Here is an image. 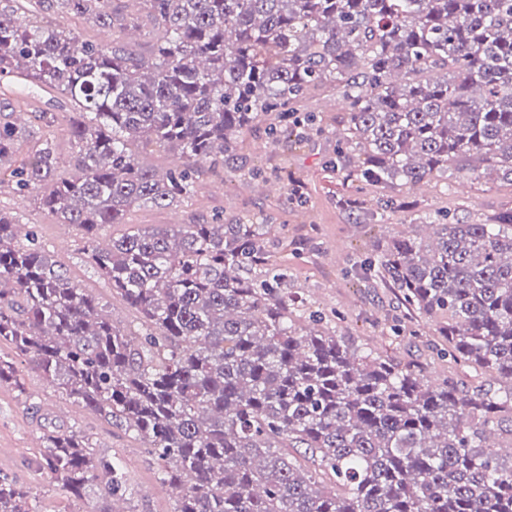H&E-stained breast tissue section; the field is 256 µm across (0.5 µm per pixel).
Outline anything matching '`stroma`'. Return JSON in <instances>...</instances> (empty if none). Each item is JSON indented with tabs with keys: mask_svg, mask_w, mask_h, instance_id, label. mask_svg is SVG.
<instances>
[{
	"mask_svg": "<svg viewBox=\"0 0 512 512\" xmlns=\"http://www.w3.org/2000/svg\"><path fill=\"white\" fill-rule=\"evenodd\" d=\"M64 23L84 40L99 43L115 37L78 18H65ZM115 38L146 54L152 44L151 27L144 21L138 30ZM19 112L25 119L14 162L27 160L39 139L49 135L62 160V172H70L75 157L67 134L74 117L70 103L50 91L26 96L16 80H0V123L14 121ZM241 137L244 147L236 155L202 165L197 191L183 205L136 208L130 221L198 224L220 213L225 223L233 224L257 217L272 227L276 243L271 251L288 268L289 294L295 301L313 304L353 348L387 353L395 362L420 366L427 377L448 376L471 391L496 387L492 376L476 375L472 368L439 357L446 342L434 325L409 315L395 289L357 279L355 271L377 241L403 233L426 212L445 210L478 222L511 210L512 185L496 180L474 185L464 174L452 172L448 175L452 193L443 194L432 179L418 188L402 189L387 223L365 224L341 202L343 190L334 169L335 127L276 145L259 121L243 130ZM0 211L37 231L53 258L99 299L114 323L138 329L135 310L114 297L111 285L98 276L80 230L70 229L67 241H60L54 218L33 199L20 197L6 179L0 181ZM15 369L17 383L0 384V472L28 489L38 512H88L93 505L89 499L69 498L55 476L40 466L32 440L39 437L47 418L78 427L100 453L120 462L129 487L118 503L121 512H173L174 497L157 480L158 461L140 441L72 405L28 359H18Z\"/></svg>",
	"mask_w": 512,
	"mask_h": 512,
	"instance_id": "35a3bbf8",
	"label": "stroma"
}]
</instances>
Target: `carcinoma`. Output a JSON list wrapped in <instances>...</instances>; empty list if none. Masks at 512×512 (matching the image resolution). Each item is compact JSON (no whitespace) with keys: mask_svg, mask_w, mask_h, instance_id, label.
Listing matches in <instances>:
<instances>
[{"mask_svg":"<svg viewBox=\"0 0 512 512\" xmlns=\"http://www.w3.org/2000/svg\"><path fill=\"white\" fill-rule=\"evenodd\" d=\"M0 0V78L67 99L90 122L68 129L74 173L45 137L12 167L18 128L0 124V172L60 224L80 229L100 277L142 317L128 333L0 211V383L14 357L79 408L131 432L159 461L174 512H512V459L487 439L512 422V211L480 224L422 216L430 242L379 241L360 264L397 288L448 342L447 355L501 378L497 394L431 385L415 366L359 353L288 299L265 225L133 224L135 207L179 205L198 165L235 153L267 121L278 141L322 127L294 107L312 87L342 100L336 174L347 195L463 172L512 184V0H137L152 51L81 40ZM39 10L123 32L116 0H37ZM174 157L142 165L132 146ZM398 200L370 219L385 223ZM42 464L89 512L126 496L112 459L78 428L40 437ZM304 449L303 458L284 452ZM0 512H36L0 477Z\"/></svg>","mask_w":512,"mask_h":512,"instance_id":"obj_1","label":"carcinoma"}]
</instances>
